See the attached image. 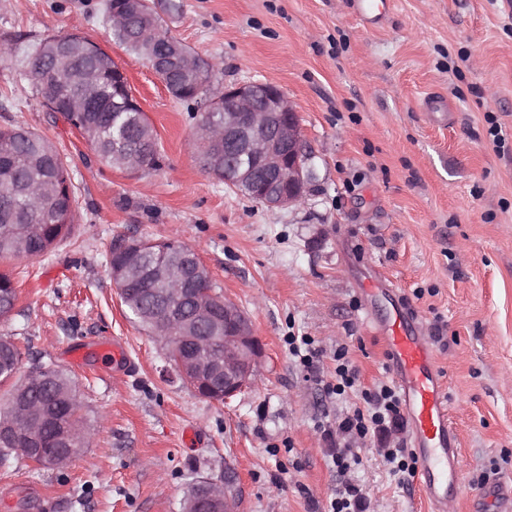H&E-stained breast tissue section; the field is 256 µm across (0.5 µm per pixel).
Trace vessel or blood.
I'll return each mask as SVG.
<instances>
[{
    "mask_svg": "<svg viewBox=\"0 0 512 512\" xmlns=\"http://www.w3.org/2000/svg\"><path fill=\"white\" fill-rule=\"evenodd\" d=\"M352 5L359 19L372 26L388 16L391 0H353ZM376 325L387 345L388 367L409 423L417 458L414 480L431 503L432 512H443L448 500L458 495L461 477L448 395L433 348L402 309H394ZM97 355L115 366L129 360L125 345L108 340L98 342ZM483 494L497 503L499 512H512L511 482L489 484Z\"/></svg>",
    "mask_w": 512,
    "mask_h": 512,
    "instance_id": "1",
    "label": "vessel or blood"
}]
</instances>
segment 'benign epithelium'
Returning <instances> with one entry per match:
<instances>
[{
	"label": "benign epithelium",
	"instance_id": "7a95c632",
	"mask_svg": "<svg viewBox=\"0 0 512 512\" xmlns=\"http://www.w3.org/2000/svg\"><path fill=\"white\" fill-rule=\"evenodd\" d=\"M203 166L210 172L224 169V185L239 191L251 187L249 197L269 208H286L302 201L312 190L314 176L308 160L302 157L303 138L299 117L286 95L274 84L239 81L224 86V112L209 117L198 129ZM175 280L210 278L199 255L193 262H179L173 268ZM198 322H224V353L219 358L188 357L187 343L208 345L209 336H193L191 329L178 327L162 337L174 364L194 388L200 383L193 374L208 376L210 390L203 397L217 394L223 400L236 395L255 377L262 347L253 334L249 319L230 300L215 290L196 298ZM207 494L191 503L193 512H230L221 481L199 480Z\"/></svg>",
	"mask_w": 512,
	"mask_h": 512
}]
</instances>
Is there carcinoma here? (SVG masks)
Instances as JSON below:
<instances>
[{"label": "carcinoma", "instance_id": "obj_1", "mask_svg": "<svg viewBox=\"0 0 512 512\" xmlns=\"http://www.w3.org/2000/svg\"><path fill=\"white\" fill-rule=\"evenodd\" d=\"M113 38L127 51L149 61L153 51L174 53L168 42L170 34L163 28L160 15L149 3H137L135 10L125 16L119 26L112 28ZM114 61L103 52L88 54L80 41L67 47L63 67L69 70V79L60 84L54 73L59 66L46 56L33 52L30 74L40 98L54 101L66 120L85 125L96 132L91 144L97 157L112 164V138L123 137V146L140 156L145 167L155 166L160 156V144L155 130L143 112H112L102 109L94 112H68L71 99L86 92L81 80L86 68L102 74L101 92L120 100L126 89L112 71ZM169 93L178 101L187 98L181 94L188 83L177 65L172 63L162 73ZM70 180L66 163L49 140L19 126L0 129V258L37 256L46 253L71 233L75 207L58 200L62 186ZM184 245L169 241L146 246L141 250H120L112 246L108 258L111 278L118 279L127 265L134 263L141 270V279L132 288V295L122 299L132 318L152 330L171 320L189 321L193 317V302L186 300L181 307L171 310L161 293L166 285L153 279V272L163 259H178ZM16 292L11 276L0 272V317L8 316L15 305ZM21 367V354L15 344L0 338V383L14 378ZM44 380L29 376L13 385L0 406V425L9 421L12 409L27 403L40 404L44 428L41 446L65 448L69 455L78 454L84 447L85 436L69 438L73 430H82L79 389L67 373L49 366L42 372ZM33 442L21 429L6 427L0 431V458L10 455L14 448H31Z\"/></svg>", "mask_w": 512, "mask_h": 512}]
</instances>
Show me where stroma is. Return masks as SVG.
Returning <instances> with one entry per match:
<instances>
[{"label":"stroma","instance_id":"1","mask_svg":"<svg viewBox=\"0 0 512 512\" xmlns=\"http://www.w3.org/2000/svg\"><path fill=\"white\" fill-rule=\"evenodd\" d=\"M104 0H0V128L21 125L62 154L78 206L72 234L45 254L4 261L17 299L0 337L24 368L55 364L78 383L85 446L43 468L0 460V512H183L192 484L227 483L234 512H326L343 477L320 425L391 383L383 338L364 314L375 277L430 337L458 438L462 491L447 512H483L482 487L512 481V0H393L369 29L351 0H181L163 25L221 80L277 85L296 109L316 173L299 205L271 209L227 190L195 158L190 105L113 38ZM77 32L124 70L160 142L159 169L101 163L36 95L26 55ZM434 95L450 119L431 120ZM507 137L495 146L491 125ZM196 250L218 292L263 348L253 383L225 403L201 398L164 342L135 322L107 259L122 239ZM309 336L331 377L337 347L355 392L324 396L287 337ZM118 340L130 367H103ZM87 354L73 363L68 353ZM198 444L185 447L187 428ZM349 476L369 512H429L390 472L378 439ZM98 357L113 366H123L129 362V356L124 344L104 340L97 343Z\"/></svg>","mask_w":512,"mask_h":512}]
</instances>
